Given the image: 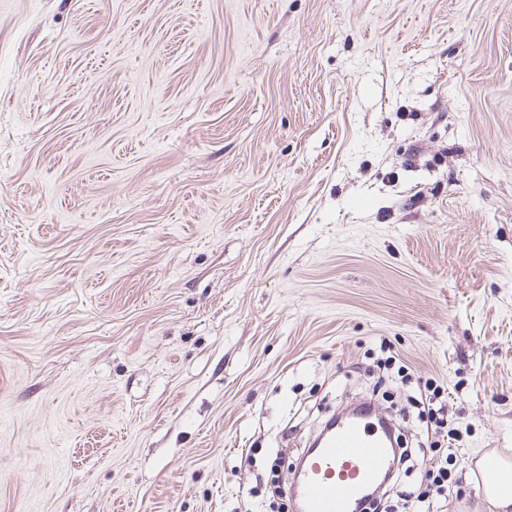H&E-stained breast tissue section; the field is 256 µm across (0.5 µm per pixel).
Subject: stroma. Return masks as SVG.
Instances as JSON below:
<instances>
[{
	"label": "stroma",
	"instance_id": "stroma-1",
	"mask_svg": "<svg viewBox=\"0 0 512 512\" xmlns=\"http://www.w3.org/2000/svg\"><path fill=\"white\" fill-rule=\"evenodd\" d=\"M362 402L494 512L512 0H0V512H286Z\"/></svg>",
	"mask_w": 512,
	"mask_h": 512
}]
</instances>
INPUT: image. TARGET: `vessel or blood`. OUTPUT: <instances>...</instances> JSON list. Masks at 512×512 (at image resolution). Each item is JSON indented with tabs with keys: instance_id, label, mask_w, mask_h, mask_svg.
Here are the masks:
<instances>
[{
	"instance_id": "1",
	"label": "vessel or blood",
	"mask_w": 512,
	"mask_h": 512,
	"mask_svg": "<svg viewBox=\"0 0 512 512\" xmlns=\"http://www.w3.org/2000/svg\"><path fill=\"white\" fill-rule=\"evenodd\" d=\"M394 454L377 422L342 423L305 456L290 489L294 512H356L363 490L391 472Z\"/></svg>"
}]
</instances>
